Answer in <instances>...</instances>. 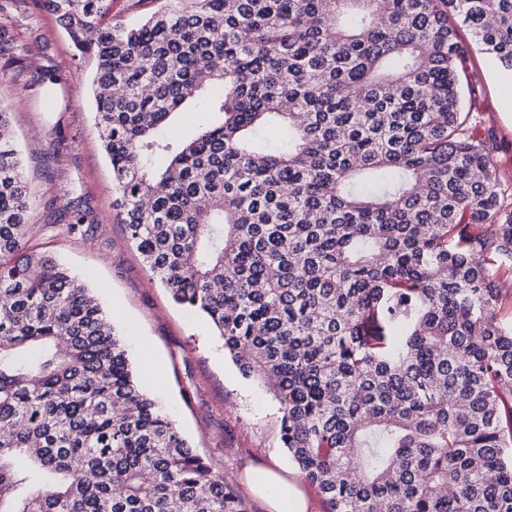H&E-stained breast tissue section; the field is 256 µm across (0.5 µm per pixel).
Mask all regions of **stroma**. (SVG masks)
Masks as SVG:
<instances>
[{"mask_svg": "<svg viewBox=\"0 0 512 512\" xmlns=\"http://www.w3.org/2000/svg\"><path fill=\"white\" fill-rule=\"evenodd\" d=\"M1 25L14 35L13 44L0 48V99L11 104L15 142L31 182V245L53 254L94 290L113 313L136 367H143L145 352L153 353L161 379L143 380V387L239 489L249 512H273L254 488L259 468L295 484L307 512H327L318 490L301 479L281 446L279 404L272 392L244 377L205 322L171 300L118 223L112 171L88 99L92 56L79 54L55 16L35 0H0ZM463 66L475 77L463 90L465 110L478 117L473 133L495 137L493 164L512 182V72L474 49ZM40 71L59 74L60 83L48 91L34 86ZM69 201L93 211V233L67 232L63 206Z\"/></svg>", "mask_w": 512, "mask_h": 512, "instance_id": "obj_1", "label": "stroma"}]
</instances>
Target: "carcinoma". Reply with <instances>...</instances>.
I'll return each mask as SVG.
<instances>
[{"mask_svg": "<svg viewBox=\"0 0 512 512\" xmlns=\"http://www.w3.org/2000/svg\"><path fill=\"white\" fill-rule=\"evenodd\" d=\"M39 2L94 56L129 242L269 385L328 512H512V203L456 34L512 70V0H165L123 23ZM202 100L208 124L162 137ZM30 210L0 100V512H248L29 244Z\"/></svg>", "mask_w": 512, "mask_h": 512, "instance_id": "carcinoma-1", "label": "carcinoma"}]
</instances>
